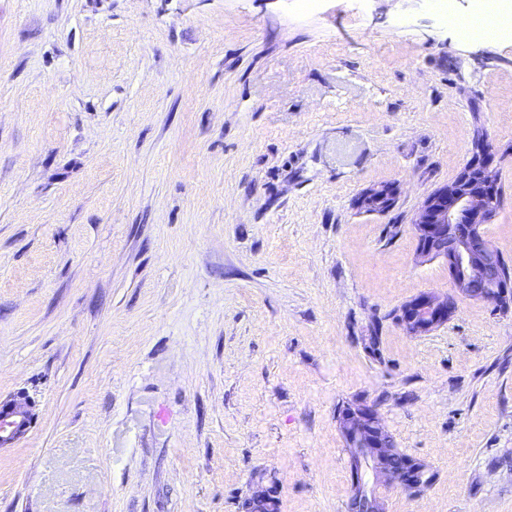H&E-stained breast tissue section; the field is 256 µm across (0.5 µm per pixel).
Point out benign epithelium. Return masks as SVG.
Segmentation results:
<instances>
[{"instance_id":"benign-epithelium-1","label":"benign epithelium","mask_w":512,"mask_h":512,"mask_svg":"<svg viewBox=\"0 0 512 512\" xmlns=\"http://www.w3.org/2000/svg\"><path fill=\"white\" fill-rule=\"evenodd\" d=\"M492 153L493 147L485 144L477 157L467 159L452 181L428 193L413 226L419 259L445 260L453 288L460 294L476 301L490 299L499 309L509 311L512 283L495 274L501 254L483 233V226L492 223L498 211L499 178ZM395 198L392 186L381 185L365 191L359 206L384 214ZM454 312L448 298L425 292L406 301L399 316L409 335L422 336L447 322ZM0 408L14 419L5 436H0L2 448L27 434L31 424L23 421V414L34 409L23 391L0 400ZM338 422L347 452L359 459L352 484H365L372 490L368 501H350L351 512H386L382 487L405 488L416 495L428 488L429 466L397 448L373 406L356 403L338 414Z\"/></svg>"}]
</instances>
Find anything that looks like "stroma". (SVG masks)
I'll return each instance as SVG.
<instances>
[{"label": "stroma", "instance_id": "1", "mask_svg": "<svg viewBox=\"0 0 512 512\" xmlns=\"http://www.w3.org/2000/svg\"><path fill=\"white\" fill-rule=\"evenodd\" d=\"M452 10L0 0V512H347L356 400L435 474L387 512H512V311L392 316L454 291L412 221L479 130L512 257V35L466 29L512 0ZM395 198L392 186L381 185L365 191L359 198L358 204L366 212L384 214L392 206ZM425 292L406 301L399 311L401 324L409 335L422 336L436 329L454 314L448 297Z\"/></svg>", "mask_w": 512, "mask_h": 512}]
</instances>
